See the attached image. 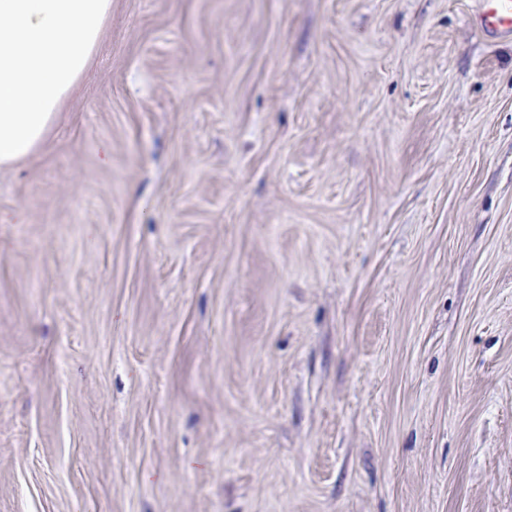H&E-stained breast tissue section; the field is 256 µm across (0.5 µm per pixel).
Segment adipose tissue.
Instances as JSON below:
<instances>
[{"label":"adipose tissue","instance_id":"adipose-tissue-1","mask_svg":"<svg viewBox=\"0 0 512 512\" xmlns=\"http://www.w3.org/2000/svg\"><path fill=\"white\" fill-rule=\"evenodd\" d=\"M111 8L112 0H0V168L43 146Z\"/></svg>","mask_w":512,"mask_h":512}]
</instances>
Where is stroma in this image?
<instances>
[{
    "label": "stroma",
    "instance_id": "obj_1",
    "mask_svg": "<svg viewBox=\"0 0 512 512\" xmlns=\"http://www.w3.org/2000/svg\"><path fill=\"white\" fill-rule=\"evenodd\" d=\"M478 10L112 0L0 170V512H512V37Z\"/></svg>",
    "mask_w": 512,
    "mask_h": 512
}]
</instances>
